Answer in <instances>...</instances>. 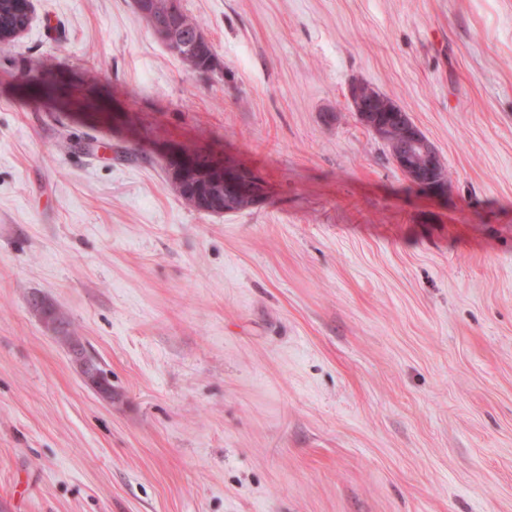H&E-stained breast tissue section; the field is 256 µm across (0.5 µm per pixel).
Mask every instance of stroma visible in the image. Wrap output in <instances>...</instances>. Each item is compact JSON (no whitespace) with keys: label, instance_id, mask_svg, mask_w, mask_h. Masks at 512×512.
Returning <instances> with one entry per match:
<instances>
[{"label":"stroma","instance_id":"obj_1","mask_svg":"<svg viewBox=\"0 0 512 512\" xmlns=\"http://www.w3.org/2000/svg\"><path fill=\"white\" fill-rule=\"evenodd\" d=\"M31 3L0 46L8 512H512V0H183L206 79L133 0ZM41 70L111 119L25 98ZM355 81L409 113L445 193L359 122ZM172 143L264 200L195 210ZM185 152L193 156V168L181 176H176V173H184L187 166L190 165L191 160L188 156L182 153L178 145L168 146L163 156L166 160L172 163V171L165 164V170L168 180L179 198L186 204L199 210L194 205V199L207 200L206 202L200 200L196 201V205L201 209L206 206L207 213H238L254 207L255 204L247 198L238 197V195L253 198L255 201H263L265 198V187L262 179L253 171L232 163L229 159L216 154H209L212 163L211 167L216 172L221 180L233 192L224 189V195H215L213 193L214 185L212 180V173L210 172L209 157L199 152L192 147L182 146ZM58 336L65 344H69L75 336H69L66 329L57 330ZM69 351L79 368L84 383L97 392L102 398L112 401V386L108 378L99 370L97 359L89 354L84 344L72 341L68 345Z\"/></svg>","mask_w":512,"mask_h":512}]
</instances>
